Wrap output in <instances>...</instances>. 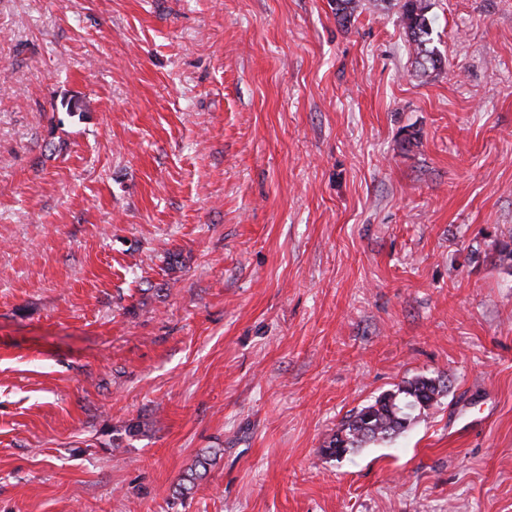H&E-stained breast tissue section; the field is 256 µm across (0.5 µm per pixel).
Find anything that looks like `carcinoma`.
Here are the masks:
<instances>
[{"instance_id":"cac0c4a2","label":"carcinoma","mask_w":512,"mask_h":512,"mask_svg":"<svg viewBox=\"0 0 512 512\" xmlns=\"http://www.w3.org/2000/svg\"><path fill=\"white\" fill-rule=\"evenodd\" d=\"M357 7L358 0H336L338 22L342 25L351 22ZM428 9V0H402L400 5V20L415 55V69L422 75L441 69L443 64L440 53L431 46L432 21L427 16ZM441 391L442 385L431 378L404 382L350 416L328 443L327 451L341 456L368 442L393 438L409 425L405 408L428 409Z\"/></svg>"}]
</instances>
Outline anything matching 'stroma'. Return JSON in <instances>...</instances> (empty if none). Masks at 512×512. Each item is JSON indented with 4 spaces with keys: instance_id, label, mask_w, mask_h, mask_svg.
Wrapping results in <instances>:
<instances>
[{
    "instance_id": "stroma-1",
    "label": "stroma",
    "mask_w": 512,
    "mask_h": 512,
    "mask_svg": "<svg viewBox=\"0 0 512 512\" xmlns=\"http://www.w3.org/2000/svg\"><path fill=\"white\" fill-rule=\"evenodd\" d=\"M430 4L0 0V512H512V0ZM428 0H404L400 5V20L413 50L417 73L426 75L429 71L441 69L443 60L432 42V21L427 16ZM442 386L431 378L404 382L395 391L379 396L374 403L350 416L332 437L326 450L332 455L341 456L368 442L388 440L404 432L410 422L405 409L421 411L430 408L442 391Z\"/></svg>"
}]
</instances>
